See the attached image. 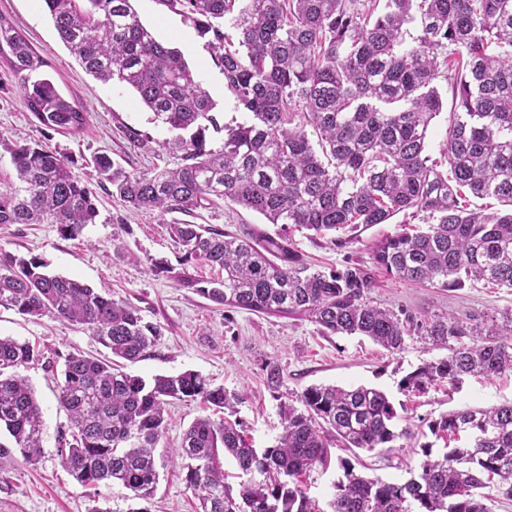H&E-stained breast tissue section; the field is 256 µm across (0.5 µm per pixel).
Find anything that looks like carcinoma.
<instances>
[{"label":"carcinoma","mask_w":512,"mask_h":512,"mask_svg":"<svg viewBox=\"0 0 512 512\" xmlns=\"http://www.w3.org/2000/svg\"><path fill=\"white\" fill-rule=\"evenodd\" d=\"M41 2L83 70L135 90L183 151L182 164L160 171L95 157L98 182L125 206L165 215L222 203L319 235L425 212L432 222L374 245L372 263L385 276L444 291L480 281L512 288V0H385L381 9L377 0H160L207 38L245 116L233 125L220 123L182 51L138 19L132 0ZM0 59L45 129L82 130L86 113L40 77L44 60L1 15ZM443 82L452 107L440 162L429 153V135L443 110ZM211 129L224 133L221 144L208 140ZM5 149L18 185L0 192V225L53 224L74 238L95 223V192L73 160L45 143ZM469 194L503 210L472 209ZM168 229L182 248L181 268L152 271L218 305L298 315L327 336H366L392 353L411 336L448 351L402 377L404 393L512 371V309L488 328L470 314L382 309L368 298L375 281L363 268L314 270L285 232L257 240L202 224L173 221ZM189 264L224 275L199 279ZM1 307L84 327L112 355L66 354L57 396L69 416L60 463L94 499L119 483L147 501L159 469L175 460L199 512H491L483 489L512 497V402L433 421L432 435L466 444L440 456L421 445L423 460L403 483L362 475L357 458H335L340 476L325 511L300 477L327 467L332 449L391 452L414 439L409 428L396 430L384 391L311 385L301 407L281 404L284 430L275 443L255 448L221 416L235 397L200 374L147 380L124 371L162 336L137 308L49 272L37 256L9 253L0 255ZM43 357L27 342L0 337V430L32 466L41 458L42 410L19 369ZM188 400L212 414L197 418L163 463L156 450L166 406ZM223 457L241 471L237 490L225 482Z\"/></svg>","instance_id":"obj_1"}]
</instances>
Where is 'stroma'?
I'll return each mask as SVG.
<instances>
[{"mask_svg": "<svg viewBox=\"0 0 512 512\" xmlns=\"http://www.w3.org/2000/svg\"><path fill=\"white\" fill-rule=\"evenodd\" d=\"M140 21L154 29L159 40L179 48L216 104L222 122L242 120L224 75L213 60L205 39L190 22L160 4L159 0H134ZM0 16L7 18L45 60L43 74L70 102L82 106L87 123L78 134H46L24 105L16 80L0 62V143L47 142L61 155L75 160L78 175L94 187L99 215L75 239L62 237L52 224H5L0 226V252L41 257L50 270L75 277L117 301L139 309L145 320L160 324L163 336L128 372L146 378L176 375L191 370L212 387L236 395L232 417L257 448L270 446L283 431L281 402H296L311 385H365L383 390L394 404L397 428L415 433L416 447L390 454L362 452L366 476L404 482L422 460L420 444L442 449L428 429L429 422L449 411L482 408L512 402V372L498 376L470 377L457 389L430 388L420 395H404L399 382L424 362L442 357L441 349L410 338L404 351L390 353L363 336H326L318 325L300 317L228 310L165 274L152 273V264L178 265L181 252L167 225L171 215L130 209L112 197L111 187L97 184L92 160L106 154L126 169L173 168L182 152L173 135L142 105L135 92L117 84H105L87 75L60 41L50 17L38 0H0ZM191 222L220 230L249 228L268 235L278 225L266 223L252 211L219 206L196 212ZM398 220L359 229L342 245L319 238L304 229L292 230L296 249L305 262L328 272L346 266L371 263V250L382 237L394 233ZM375 305L406 310L416 315L476 314L496 317L512 308V288L482 282L452 292L424 288L399 279L378 277L370 292ZM0 336L42 347L46 356L81 352L104 355L105 347L89 331L64 325L50 317H26L0 308ZM273 361L283 370L278 390H270L262 364ZM24 376L35 390L43 410L42 458L37 465L15 463L11 486L0 491V512H88L92 502L62 468L58 457L60 435L67 416L59 406L56 381L59 368L34 364ZM167 429L159 445L178 447L184 431L205 410L197 401H177L166 408ZM111 512H195L196 500L186 486L185 474L171 467L161 472L149 502L135 499L120 484L105 489Z\"/></svg>", "mask_w": 512, "mask_h": 512, "instance_id": "1", "label": "stroma"}]
</instances>
